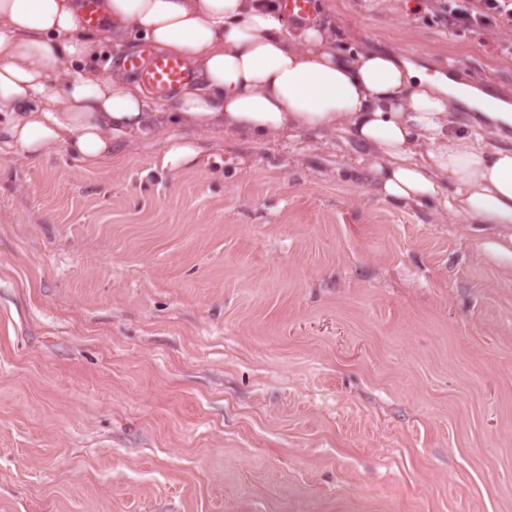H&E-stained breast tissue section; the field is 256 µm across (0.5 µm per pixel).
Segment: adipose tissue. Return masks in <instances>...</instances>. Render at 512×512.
Segmentation results:
<instances>
[{"label": "adipose tissue", "instance_id": "obj_1", "mask_svg": "<svg viewBox=\"0 0 512 512\" xmlns=\"http://www.w3.org/2000/svg\"><path fill=\"white\" fill-rule=\"evenodd\" d=\"M109 26L91 30L76 0H0V143L31 161L58 149L86 168L131 138L164 141L165 168L196 160L175 131L314 132L366 148L376 192L437 202L457 220L512 227V106L465 81L364 49L343 53L326 24L296 27L277 0H103ZM143 39L195 77L153 109L135 80L74 69L104 44Z\"/></svg>", "mask_w": 512, "mask_h": 512}]
</instances>
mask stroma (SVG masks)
I'll use <instances>...</instances> for the list:
<instances>
[{
    "instance_id": "stroma-1",
    "label": "stroma",
    "mask_w": 512,
    "mask_h": 512,
    "mask_svg": "<svg viewBox=\"0 0 512 512\" xmlns=\"http://www.w3.org/2000/svg\"><path fill=\"white\" fill-rule=\"evenodd\" d=\"M420 2L320 18L512 105V31ZM201 145L0 144V512H512L504 228L381 200L334 139Z\"/></svg>"
}]
</instances>
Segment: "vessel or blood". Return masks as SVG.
<instances>
[{"mask_svg": "<svg viewBox=\"0 0 512 512\" xmlns=\"http://www.w3.org/2000/svg\"><path fill=\"white\" fill-rule=\"evenodd\" d=\"M80 18L85 27L103 25L106 17L101 9V0H79ZM125 70L138 80L161 101L167 100L181 85L191 78V71L182 59L165 54L148 53L128 55L122 60Z\"/></svg>", "mask_w": 512, "mask_h": 512, "instance_id": "1", "label": "vessel or blood"}]
</instances>
